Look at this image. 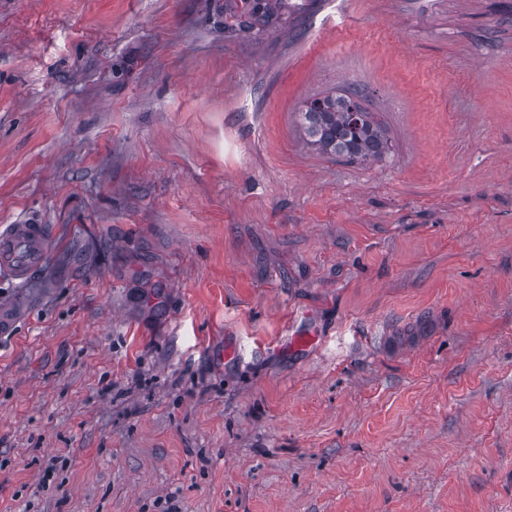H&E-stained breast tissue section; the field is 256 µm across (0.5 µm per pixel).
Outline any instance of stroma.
Returning a JSON list of instances; mask_svg holds the SVG:
<instances>
[{
    "label": "stroma",
    "mask_w": 512,
    "mask_h": 512,
    "mask_svg": "<svg viewBox=\"0 0 512 512\" xmlns=\"http://www.w3.org/2000/svg\"><path fill=\"white\" fill-rule=\"evenodd\" d=\"M26 220L0 512H512V0H0ZM367 88L356 85L341 95L309 98L298 112L307 142L324 154L359 162L382 159L389 151L375 112L364 106ZM51 226L35 221L0 228V273L19 284L27 282L45 264Z\"/></svg>",
    "instance_id": "1"
}]
</instances>
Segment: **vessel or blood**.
I'll return each instance as SVG.
<instances>
[{
    "label": "vessel or blood",
    "mask_w": 512,
    "mask_h": 512,
    "mask_svg": "<svg viewBox=\"0 0 512 512\" xmlns=\"http://www.w3.org/2000/svg\"><path fill=\"white\" fill-rule=\"evenodd\" d=\"M51 227L34 221L0 226V273L27 282L45 264Z\"/></svg>",
    "instance_id": "obj_1"
}]
</instances>
